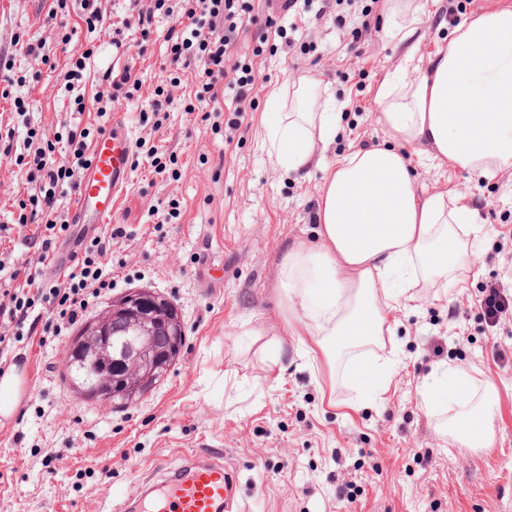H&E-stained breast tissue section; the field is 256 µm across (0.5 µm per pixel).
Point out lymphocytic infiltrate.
I'll return each mask as SVG.
<instances>
[{
    "label": "lymphocytic infiltrate",
    "instance_id": "lymphocytic-infiltrate-1",
    "mask_svg": "<svg viewBox=\"0 0 512 512\" xmlns=\"http://www.w3.org/2000/svg\"><path fill=\"white\" fill-rule=\"evenodd\" d=\"M184 12L178 16L166 36L168 63L173 71L188 67L191 60L201 61L203 70L198 79L195 99L200 103L216 101L217 88L228 82L240 98H247L255 84L253 68L235 62L231 48L241 31L256 25V17L247 14L240 0H186ZM223 19V29H216L215 19ZM86 131L72 129L67 140L75 147L73 162H56L53 154L56 138L37 132L41 146L33 157L19 154L16 165L32 161L43 171L45 183L39 196L19 200L14 225H0V240L9 239L12 230L31 229L33 238L41 242L38 266L17 267L11 253L0 251V273L7 284L0 289V366L22 342L19 328L26 320L40 323L41 333L57 337L78 316L92 306L101 293L111 290L102 264L114 239L126 237L121 225L111 227L109 234L93 237L72 236L69 222H57L52 214L56 190L74 182L76 171L87 168L89 159L82 145ZM76 248L67 259H59V248L67 243ZM52 267L53 278H45L44 267Z\"/></svg>",
    "mask_w": 512,
    "mask_h": 512
}]
</instances>
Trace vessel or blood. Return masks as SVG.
Masks as SVG:
<instances>
[{"label":"vessel or blood","mask_w":512,"mask_h":512,"mask_svg":"<svg viewBox=\"0 0 512 512\" xmlns=\"http://www.w3.org/2000/svg\"><path fill=\"white\" fill-rule=\"evenodd\" d=\"M134 144L121 114L93 141L90 167L78 183L71 217L78 224H108L129 179ZM232 466L194 453L146 482L114 512H238Z\"/></svg>","instance_id":"1"}]
</instances>
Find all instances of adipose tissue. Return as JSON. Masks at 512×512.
Masks as SVG:
<instances>
[{
	"instance_id": "1",
	"label": "adipose tissue",
	"mask_w": 512,
	"mask_h": 512,
	"mask_svg": "<svg viewBox=\"0 0 512 512\" xmlns=\"http://www.w3.org/2000/svg\"><path fill=\"white\" fill-rule=\"evenodd\" d=\"M302 107L277 112L264 143L278 165L300 171L315 147L336 135L339 117L302 93ZM377 122L392 147L355 149L339 157L318 203L320 244L292 246L280 268L289 311L302 312L328 360L392 335L388 310L407 305L398 276L430 284L470 257L483 233L471 209L446 193L419 196L399 145L425 140L456 168L489 173L512 166V9L492 8L458 26L428 67L405 66L379 86ZM448 392L464 427L458 441L493 448V408L476 404L468 375L453 370Z\"/></svg>"
}]
</instances>
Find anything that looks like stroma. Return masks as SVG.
Returning <instances> with one entry per match:
<instances>
[{"label":"stroma","instance_id":"obj_1","mask_svg":"<svg viewBox=\"0 0 512 512\" xmlns=\"http://www.w3.org/2000/svg\"><path fill=\"white\" fill-rule=\"evenodd\" d=\"M252 15L272 18L270 36L253 56L251 35L232 47L252 62L255 86L244 101L218 91L222 116L189 111L200 62L171 83L165 36L184 5L167 0L157 12L145 51L112 45L111 22L153 0H98L108 25L92 30L80 0L48 15L52 0H0V127L24 150L29 129L67 134L76 126L97 137L120 112L134 142L162 147L169 162L132 170L115 203L113 223L132 238L114 240L104 259L113 286L85 312L97 319L121 295L146 290L169 301L185 344L165 376L134 404L102 406L72 392L63 377L77 326L47 344L31 338L18 355L27 368L26 393L0 422V512H110L113 496L134 493L143 476L189 452L222 455L239 476L244 512H506L512 507V316L497 327L478 306L487 285L512 293V166L483 175L438 165L422 141L402 146L415 189L451 191L488 229L475 260L448 271L447 289L416 284L408 308L389 311L393 327L380 348L360 349L355 368L329 364L299 317L285 313L280 264L291 245H317L321 184L337 158L355 148L389 146L377 122L375 92L400 71L411 46L430 59L455 28L512 0H407L419 9L410 40L394 37L389 0H315L301 15L281 0H247ZM361 31L362 51L352 48ZM42 40L44 56H28L18 40ZM83 61V81L66 73ZM131 69L139 97L113 101L106 72ZM307 80L340 106L335 139L317 147L306 171L275 164L262 142L274 118L272 91L288 95ZM159 114L141 119L156 87ZM9 98H2V90ZM83 97L77 111L75 97ZM23 98L16 112L12 98ZM245 113L229 128L225 113ZM41 174L0 158V224L14 221L17 197L38 193ZM180 215L164 222L170 206ZM393 358L395 375L375 400L359 403L360 384L377 358ZM448 369L468 373L476 394L494 410L495 446L459 447L438 430L455 416L426 411L419 385ZM110 467L111 477L101 474Z\"/></svg>","mask_w":512,"mask_h":512}]
</instances>
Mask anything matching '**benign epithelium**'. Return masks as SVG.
<instances>
[{"mask_svg": "<svg viewBox=\"0 0 512 512\" xmlns=\"http://www.w3.org/2000/svg\"><path fill=\"white\" fill-rule=\"evenodd\" d=\"M184 333L175 308L154 298L148 291H134L114 301L107 315L88 322L75 338L72 352L81 375L97 378L79 381L81 391L101 405L110 404L111 396L136 392L167 358L178 356L180 349L170 353L153 346L157 336H178ZM122 363L125 371L107 387L112 364Z\"/></svg>", "mask_w": 512, "mask_h": 512, "instance_id": "benign-epithelium-1", "label": "benign epithelium"}]
</instances>
